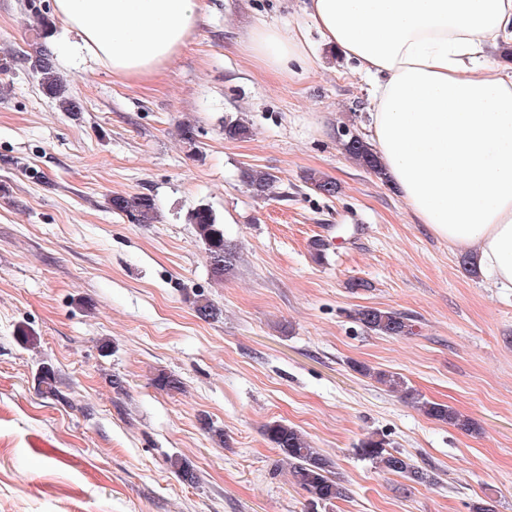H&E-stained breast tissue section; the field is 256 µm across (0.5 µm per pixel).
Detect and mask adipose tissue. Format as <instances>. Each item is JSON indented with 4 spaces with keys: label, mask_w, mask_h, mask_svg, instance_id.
<instances>
[{
    "label": "adipose tissue",
    "mask_w": 512,
    "mask_h": 512,
    "mask_svg": "<svg viewBox=\"0 0 512 512\" xmlns=\"http://www.w3.org/2000/svg\"><path fill=\"white\" fill-rule=\"evenodd\" d=\"M83 51L146 80L196 27L200 0H54ZM323 43L372 84L368 139L417 223L512 292V67L488 58L512 40V0H308ZM279 75L309 70L305 34L255 28L242 46Z\"/></svg>",
    "instance_id": "obj_1"
}]
</instances>
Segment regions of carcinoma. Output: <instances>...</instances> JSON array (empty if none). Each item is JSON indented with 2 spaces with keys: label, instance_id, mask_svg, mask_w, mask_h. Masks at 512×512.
Here are the masks:
<instances>
[{
  "label": "carcinoma",
  "instance_id": "carcinoma-1",
  "mask_svg": "<svg viewBox=\"0 0 512 512\" xmlns=\"http://www.w3.org/2000/svg\"><path fill=\"white\" fill-rule=\"evenodd\" d=\"M31 68L39 75L42 88L55 99L61 111L71 114L80 111L79 103L67 93L59 73L46 55L40 51L36 52ZM342 149L360 166L380 178L384 176L374 149L363 138L355 135L348 137L343 141ZM242 180L254 196L264 197L273 187L274 176L262 169L250 168L242 171ZM307 181L317 193L327 197H334L340 191L336 181L316 172L308 174ZM112 210L130 213L140 224H152L158 217L153 198L144 194L129 197L116 195L112 197ZM192 220L196 234L207 251L213 276L219 280L223 279L233 272L236 263V252L224 237V225L217 222L212 210L205 205L195 210ZM195 311L199 318L206 321L215 320L222 314V310L202 294L198 295L195 301ZM354 319L378 335L408 336L413 333L408 318L392 310L362 307L354 311ZM357 371L394 391H404L418 409L431 419L466 431L475 429V423L471 419L448 405L424 399L421 394L407 388L405 381L399 376L375 371L365 365L357 367ZM37 381L44 397L59 398L56 372L52 366L43 365L37 374ZM153 383L158 390L166 393L183 390V382L171 372H159ZM264 434L280 452L282 464L293 476L296 484L306 492L308 512H325L334 505V502L347 497L348 489L334 475L332 461L320 449L311 445L300 431L275 420L264 426ZM387 445L388 442L384 438L370 435L358 445L356 454L371 461L378 468L401 474L412 482H436L435 477L428 471L415 465L409 457L390 451ZM168 463L171 471L182 481L195 483L196 475L185 459L175 456L169 458Z\"/></svg>",
  "mask_w": 512,
  "mask_h": 512
}]
</instances>
